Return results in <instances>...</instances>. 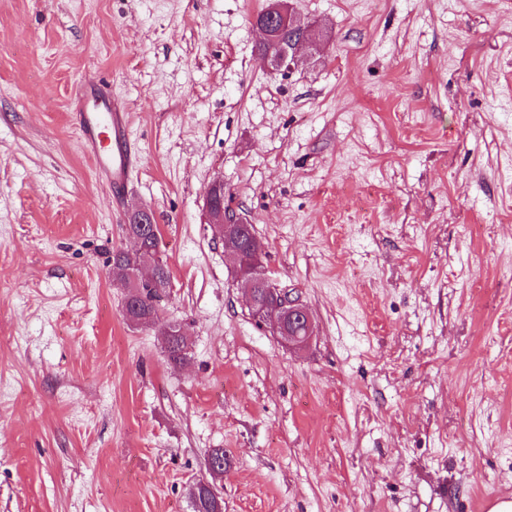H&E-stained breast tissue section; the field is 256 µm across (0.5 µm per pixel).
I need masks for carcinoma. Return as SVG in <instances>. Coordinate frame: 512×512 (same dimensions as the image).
Here are the masks:
<instances>
[{
    "mask_svg": "<svg viewBox=\"0 0 512 512\" xmlns=\"http://www.w3.org/2000/svg\"><path fill=\"white\" fill-rule=\"evenodd\" d=\"M254 24L270 29V42L259 45V51L262 53L275 54L279 48L293 40L311 37L305 28L281 24L273 18L269 6L254 16ZM125 232L142 239L141 250L137 253L124 250L112 252V276L127 283L130 281L131 273L138 266L150 262L154 266V278L131 289L125 303L124 316L133 325H155L159 321L160 302L170 287L171 280L167 264L158 257L159 230L155 227L148 232L145 231L142 211L139 210L129 216ZM163 335L169 360L174 364L185 361L188 346L181 328L168 325L164 328ZM190 504L192 512H215L211 484L202 479L197 481L190 493Z\"/></svg>",
    "mask_w": 512,
    "mask_h": 512,
    "instance_id": "cac0c4a2",
    "label": "carcinoma"
}]
</instances>
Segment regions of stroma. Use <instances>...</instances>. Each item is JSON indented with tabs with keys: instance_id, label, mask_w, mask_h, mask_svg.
<instances>
[{
	"instance_id": "obj_1",
	"label": "stroma",
	"mask_w": 512,
	"mask_h": 512,
	"mask_svg": "<svg viewBox=\"0 0 512 512\" xmlns=\"http://www.w3.org/2000/svg\"><path fill=\"white\" fill-rule=\"evenodd\" d=\"M265 0H0V512H485L512 498V0H290L323 53L271 71ZM138 157L96 180L75 87ZM316 331L255 319L213 178ZM150 209L159 329L112 278ZM212 188L216 189L217 195L211 191ZM223 199L224 182L219 177H216L211 182L205 196V205L209 216V224H214V228L219 230V238L223 236L224 232V242L226 245L234 244L237 247V250L240 253H243V250L240 247V241L236 238L233 241L225 239V231H227L231 226L237 225L240 231L244 232V225L247 224V222L243 221L242 218L232 210L224 209ZM165 348L169 360L174 364H180L187 358V342L186 337L180 327L176 325H168L164 328ZM211 487L212 485L209 482H204V479L193 485L190 493L192 512H216Z\"/></svg>"
}]
</instances>
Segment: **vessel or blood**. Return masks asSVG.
Segmentation results:
<instances>
[{"instance_id":"1","label":"vessel or blood","mask_w":512,"mask_h":512,"mask_svg":"<svg viewBox=\"0 0 512 512\" xmlns=\"http://www.w3.org/2000/svg\"><path fill=\"white\" fill-rule=\"evenodd\" d=\"M84 150L98 178L122 195L136 166L128 114L112 105L103 81L93 77L82 89L77 114Z\"/></svg>"}]
</instances>
